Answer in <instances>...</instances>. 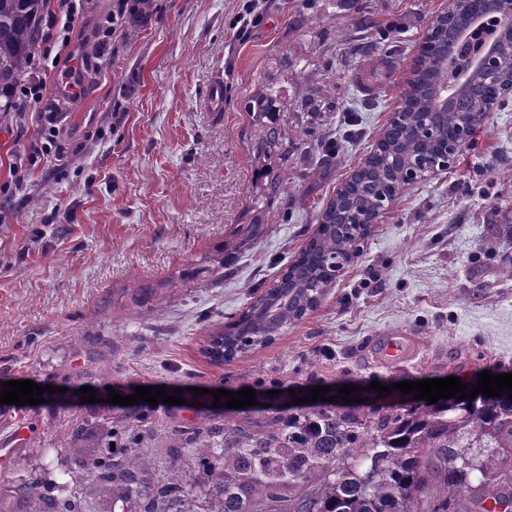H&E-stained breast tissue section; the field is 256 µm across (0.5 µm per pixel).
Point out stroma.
Listing matches in <instances>:
<instances>
[{"label":"stroma","mask_w":512,"mask_h":512,"mask_svg":"<svg viewBox=\"0 0 512 512\" xmlns=\"http://www.w3.org/2000/svg\"><path fill=\"white\" fill-rule=\"evenodd\" d=\"M244 0H150L145 20L127 19L98 69L82 73L69 96L57 86L61 61L47 71L43 101L61 114L54 153L38 158L22 192L0 191V383L33 380L112 388L140 386L271 391L326 378L361 385L467 378L496 363L512 369V282L499 257L512 239V110L491 112L448 171L405 188L374 225L316 310L269 346L215 363L206 339L273 283L313 234L317 217L361 164L398 106L434 15L448 0H267L246 40L233 24ZM394 49L397 65L365 90L357 48ZM224 79V108L206 104ZM266 82L294 107L300 87L323 88L335 111L307 127L290 124L298 152L288 163V193L250 250L228 261L223 282L204 268L221 249L256 188L260 161L241 103ZM122 113L113 125V113ZM37 111L0 115V187L16 154L41 141ZM339 151L320 172L315 149ZM497 241L496 254L484 253ZM154 290L136 307L140 286ZM55 403L0 415V448L11 469L59 471L47 428Z\"/></svg>","instance_id":"1"}]
</instances>
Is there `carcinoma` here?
Listing matches in <instances>:
<instances>
[{"instance_id":"cac0c4a2","label":"carcinoma","mask_w":512,"mask_h":512,"mask_svg":"<svg viewBox=\"0 0 512 512\" xmlns=\"http://www.w3.org/2000/svg\"><path fill=\"white\" fill-rule=\"evenodd\" d=\"M46 0H0V112H12L11 94L24 78ZM500 21L465 13L453 18L461 36L448 51L440 32L425 40L408 110L425 112L438 134L419 141L400 121L382 128L378 142L356 174L318 216L309 244L284 267L274 288L253 295L229 330L219 333L217 361L270 345L317 307L329 285L359 257L367 235L357 216L392 204L396 186L416 156L443 158L442 138L464 124L467 136L490 112L502 83L512 79V53L502 54L498 80L484 78L475 62L496 45ZM383 55L365 61L377 81L395 67ZM277 90L263 84L243 102L263 156L283 167L295 151L286 128L267 120ZM333 104L312 88L297 101L295 119L307 122ZM288 189L285 172L267 177L224 252L210 258L215 280L225 261L240 255L262 225L277 223L266 209ZM267 407L250 417L198 414L175 421L144 402L115 415L82 418L51 434L63 457V473L76 490L52 497L44 477L30 472L0 485L14 512H512V399L508 395L372 405H284L260 397ZM96 444L88 445L91 437ZM162 444L174 472L159 477L149 449ZM191 466L201 483L177 476Z\"/></svg>"}]
</instances>
